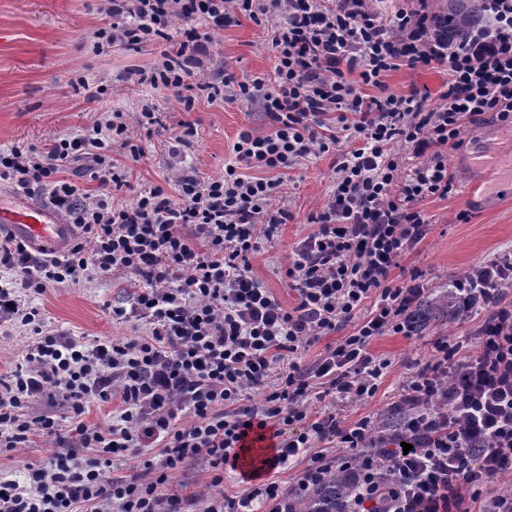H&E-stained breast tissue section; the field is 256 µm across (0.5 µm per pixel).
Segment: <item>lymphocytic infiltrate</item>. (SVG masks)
<instances>
[{
	"instance_id": "f902f5d3",
	"label": "lymphocytic infiltrate",
	"mask_w": 512,
	"mask_h": 512,
	"mask_svg": "<svg viewBox=\"0 0 512 512\" xmlns=\"http://www.w3.org/2000/svg\"><path fill=\"white\" fill-rule=\"evenodd\" d=\"M426 4L392 0L384 15L374 0H95L106 18L93 34L95 53L168 45L127 80L172 90L187 112L202 95L245 99L267 129L239 134L223 175L180 170L173 191L154 186L129 203L114 194L144 155L132 130L157 124L152 105L109 113L40 150L0 152L1 182L47 193L80 230L59 258L0 236V269L19 282L0 288V326L32 337L22 363L0 374V448L30 447L37 433L55 446L49 465L29 466L25 481L0 476V512H78L82 503L89 512H288L328 472L350 468L358 471L351 512H456L462 485L512 474L510 262L478 269L489 284L485 318L473 336L434 342L393 404L397 427L336 415L376 395L390 362L370 345L411 335L409 315L429 294L420 275L398 284L392 273L429 230L421 202L453 188L449 153L484 114L512 121V0H482L466 41L446 47L429 41ZM241 14L272 19V76L238 82L206 68L212 32ZM431 64L448 68L438 105L415 91L387 93L386 73ZM329 152L335 179L285 269L297 295L287 307L253 276L250 258L290 217L280 204L288 170ZM72 167L79 182L62 176ZM84 180L95 192L81 188ZM111 276L129 286L113 321L142 323L146 335L90 346L46 330L27 301ZM370 298L374 310L356 321ZM351 323L340 344L312 365L299 362L301 351ZM60 399L70 409L65 434L53 416L28 413ZM94 401L117 402L108 426L85 422ZM270 427L275 453L264 466L302 461L293 487L264 482L195 499L174 486L173 475L200 459L219 486L249 433ZM130 453L142 459L139 474L105 481Z\"/></svg>"
}]
</instances>
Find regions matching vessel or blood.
I'll return each instance as SVG.
<instances>
[{
    "instance_id": "obj_1",
    "label": "vessel or blood",
    "mask_w": 512,
    "mask_h": 512,
    "mask_svg": "<svg viewBox=\"0 0 512 512\" xmlns=\"http://www.w3.org/2000/svg\"><path fill=\"white\" fill-rule=\"evenodd\" d=\"M475 168L499 174L512 181V159L504 158L493 142L481 141L473 155ZM8 229L12 237L28 245L38 254L63 256L75 233L69 224L53 208L38 205L4 207L0 205V228Z\"/></svg>"
}]
</instances>
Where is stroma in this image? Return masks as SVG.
<instances>
[{"instance_id":"obj_1","label":"stroma","mask_w":512,"mask_h":512,"mask_svg":"<svg viewBox=\"0 0 512 512\" xmlns=\"http://www.w3.org/2000/svg\"><path fill=\"white\" fill-rule=\"evenodd\" d=\"M103 23L92 8V0H0V149L16 145L40 149L57 138L85 133L106 113L134 114L144 104H152L159 123L148 130L135 128L145 154L132 165L129 188L117 194L118 200L129 202L141 189L164 185L171 177L174 159L170 142L181 124H189L195 131L184 168L201 178L223 174L241 131H265L262 114L246 100L202 99L187 112L173 91L127 81L128 70L149 68L162 47L153 44L137 53L115 48L95 54L92 35ZM273 62L268 25L247 15H238L236 23L212 36L209 69L226 71L237 81L272 73ZM79 75L85 76L90 86L106 85V93L91 99L74 92L69 80ZM384 81L388 92L416 90L434 105L445 89L448 73L445 66L437 64L404 66L387 73ZM482 134L492 137L503 154L512 155V126L494 115H484L467 128L462 145L448 157L454 187L448 196L423 202L430 230L417 249L403 259L400 269L394 270L397 283H405L416 271L432 291L438 292L462 273L512 256V190H504L502 182L493 180L478 201L465 202L461 194L462 184L477 177L468 162L474 140ZM334 161V154H322L289 170L283 202L291 218L273 242L263 244L251 259L254 276L288 306L294 302V293L275 269L288 264L296 243L312 231L310 218L322 209L332 189ZM462 211L468 212L467 221L458 220ZM125 298L123 280L100 277L58 287L37 297L36 303L50 328L70 332L92 344L144 334L140 323L113 322L111 306ZM483 316L477 308L465 319L430 326L418 335L378 337L370 350L390 359L392 365L375 398L345 408L343 418L351 422L387 414L398 400L402 384L430 354L433 341L441 336L472 335ZM52 449L47 438L38 436L33 447L0 452V475L23 478L27 465L48 464Z\"/></svg>"}]
</instances>
